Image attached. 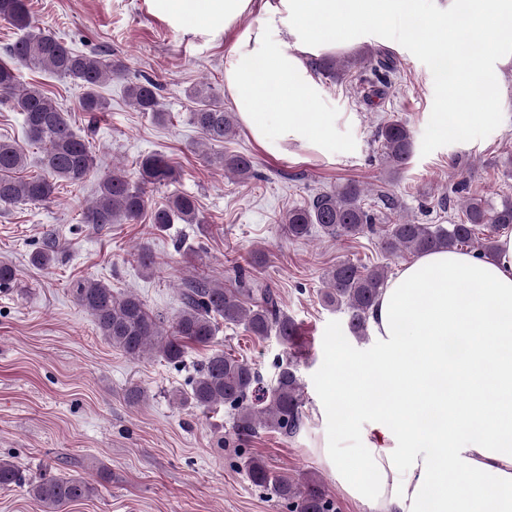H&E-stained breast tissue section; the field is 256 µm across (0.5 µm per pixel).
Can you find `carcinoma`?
Returning a JSON list of instances; mask_svg holds the SVG:
<instances>
[{
    "label": "carcinoma",
    "mask_w": 512,
    "mask_h": 512,
    "mask_svg": "<svg viewBox=\"0 0 512 512\" xmlns=\"http://www.w3.org/2000/svg\"><path fill=\"white\" fill-rule=\"evenodd\" d=\"M2 22L21 31L22 36L7 48L8 60L0 61V105L23 114L28 138L42 149V174L22 176L27 166L25 150L13 140L0 139L1 209L44 202L61 183H84L95 165L89 141L75 132L68 113L40 86L20 83L18 67L44 69L71 80L82 90L80 104L89 113L107 109V101L99 95L98 87L112 78L123 79L127 81L126 96L136 111L151 113L157 122L166 119L160 109L161 84L157 80L129 79L123 60L74 51L41 27L27 0H0ZM312 66L333 80L353 68L369 70L384 87L396 72L391 55L367 45L351 58L320 57L312 61ZM187 96L195 104L189 121L202 134V145L223 143L235 135V117L224 110L211 86L196 85L188 90ZM376 140L381 143V163L386 173L393 177L403 174L413 154V131L403 121L388 118L377 127ZM199 154L207 163L220 166L224 173L241 182L256 176L255 161L248 155L211 154L205 150ZM175 177L174 166L162 153L143 157L134 180L114 167L98 182L96 197L85 209L84 222L95 228L136 224L147 210L148 192ZM460 209L463 218L455 224H417L403 219L378 230L373 209L365 203L364 187L348 182L333 190L319 191L289 208L280 223L292 240L306 239L315 229L344 239L378 231L382 248L391 256L423 255L462 246L471 247L480 258L493 256L498 233L512 225V201L491 207L482 197L469 194L461 200ZM150 223L165 231L172 224H199L201 220L194 198L181 193L154 209ZM58 247V235L47 234L42 246L31 254V265L50 267ZM133 257L147 273L156 265L154 254L145 245L139 246ZM236 272L225 286L200 275L184 280L180 308L170 319L153 313L138 295L116 293L110 285L92 277L75 281L70 293L76 304L91 315L99 334L132 361L159 356L179 364L192 347L211 349L189 380V389L173 395L178 407L205 410L220 404L230 406L235 411L234 434L240 439L252 436L260 428L294 435L305 418L296 361L281 362L274 383L265 386L249 363L213 348L220 320L224 326L241 328L259 340L273 336L289 350L298 347L299 326L284 311L278 292L268 284L247 278L239 268ZM17 276L13 265L0 262V290L11 288ZM387 280L388 270L383 265L366 267L342 261L326 273L321 292L323 306L343 313L347 333L361 340L368 335L370 310ZM244 467L250 481L271 491L285 503L288 512H336L332 495L317 478L275 472L257 457L248 458ZM19 484L27 486L28 494L39 503L42 512H61L63 507L86 501L98 491L84 479L47 470L26 476L12 460L0 458V489Z\"/></svg>",
    "instance_id": "carcinoma-1"
}]
</instances>
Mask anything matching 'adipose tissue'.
Masks as SVG:
<instances>
[{
	"instance_id": "ef3b65f1",
	"label": "adipose tissue",
	"mask_w": 512,
	"mask_h": 512,
	"mask_svg": "<svg viewBox=\"0 0 512 512\" xmlns=\"http://www.w3.org/2000/svg\"><path fill=\"white\" fill-rule=\"evenodd\" d=\"M172 27L231 44L224 87L268 156L299 144L325 152L336 115L310 62L406 18L415 43H440L445 106L440 137L463 138L483 114L497 63L512 60V0H147ZM260 24L242 25L251 12ZM484 54L471 52L475 41ZM377 354L332 378L352 396L370 435L329 448L328 464L370 512H512V234L497 254H424L405 266L369 317Z\"/></svg>"
}]
</instances>
